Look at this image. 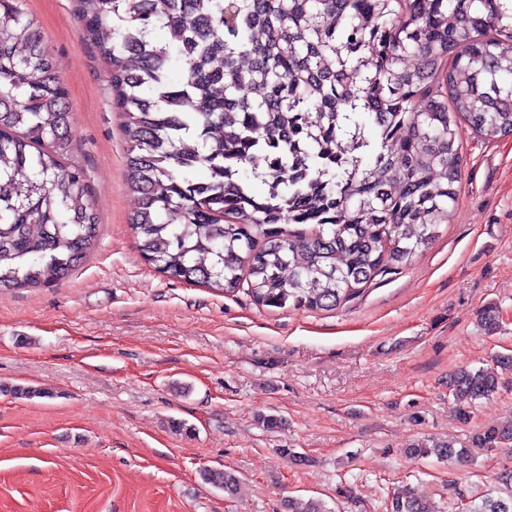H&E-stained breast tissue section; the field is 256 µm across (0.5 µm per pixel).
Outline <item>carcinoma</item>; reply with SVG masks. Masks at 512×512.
I'll return each mask as SVG.
<instances>
[{
  "mask_svg": "<svg viewBox=\"0 0 512 512\" xmlns=\"http://www.w3.org/2000/svg\"><path fill=\"white\" fill-rule=\"evenodd\" d=\"M76 18L123 117L143 257L262 307L333 310L409 265L458 205L461 127L512 136V0H76ZM67 96L23 0H0V288L48 285L97 244ZM511 368L453 374L462 422ZM509 440L512 421L409 452ZM391 512L438 510L406 488Z\"/></svg>",
  "mask_w": 512,
  "mask_h": 512,
  "instance_id": "obj_1",
  "label": "carcinoma"
}]
</instances>
